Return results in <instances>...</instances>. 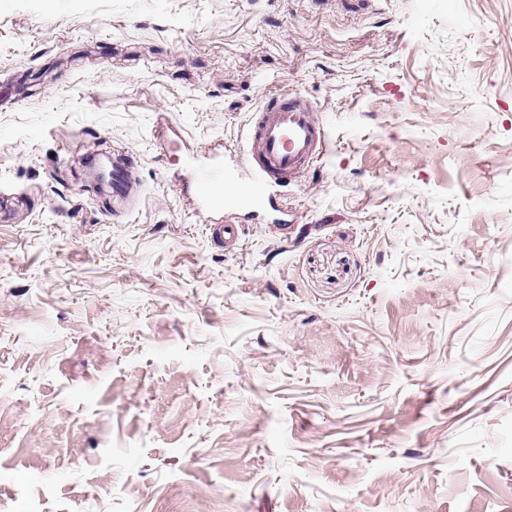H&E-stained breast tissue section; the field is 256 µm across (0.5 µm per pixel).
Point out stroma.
I'll return each mask as SVG.
<instances>
[{
	"instance_id": "stroma-1",
	"label": "stroma",
	"mask_w": 512,
	"mask_h": 512,
	"mask_svg": "<svg viewBox=\"0 0 512 512\" xmlns=\"http://www.w3.org/2000/svg\"><path fill=\"white\" fill-rule=\"evenodd\" d=\"M0 195V512H512V0H0ZM324 129L312 116L311 106L299 98L273 95L252 120L246 146L235 166L244 173L239 188L232 186L234 167L215 162L190 165L188 182L193 187L196 208L205 213L229 207L224 185L237 194V202L261 208L273 205L277 188H284L295 175L312 167L323 156Z\"/></svg>"
}]
</instances>
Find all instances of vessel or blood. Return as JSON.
Here are the masks:
<instances>
[{"instance_id":"vessel-or-blood-1","label":"vessel or blood","mask_w":512,"mask_h":512,"mask_svg":"<svg viewBox=\"0 0 512 512\" xmlns=\"http://www.w3.org/2000/svg\"><path fill=\"white\" fill-rule=\"evenodd\" d=\"M325 144V131L314 121L307 102L271 96L255 113L246 146L235 166L218 162L190 166L188 182L193 187L194 203L206 213L221 210L225 204L224 187L234 182V171L239 168L244 181L237 184L238 199L253 207H264L272 203L277 189L322 157Z\"/></svg>"}]
</instances>
